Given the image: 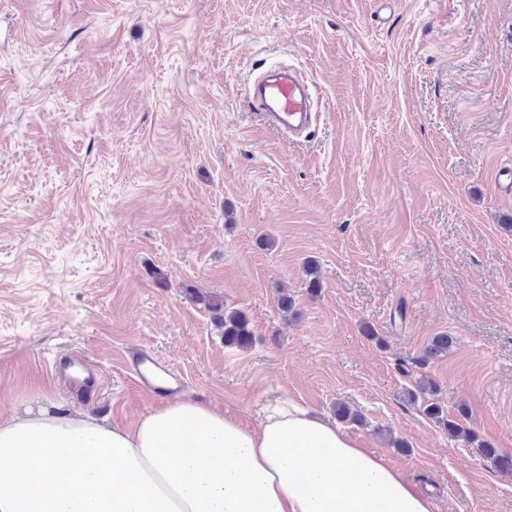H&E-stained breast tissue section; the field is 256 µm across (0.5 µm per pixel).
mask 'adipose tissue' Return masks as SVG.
Returning <instances> with one entry per match:
<instances>
[{
  "instance_id": "adipose-tissue-1",
  "label": "adipose tissue",
  "mask_w": 512,
  "mask_h": 512,
  "mask_svg": "<svg viewBox=\"0 0 512 512\" xmlns=\"http://www.w3.org/2000/svg\"><path fill=\"white\" fill-rule=\"evenodd\" d=\"M258 428L175 400L134 425L38 408L0 422V512H433L385 456L290 399Z\"/></svg>"
}]
</instances>
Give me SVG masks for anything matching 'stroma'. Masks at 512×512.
Listing matches in <instances>:
<instances>
[{"label": "stroma", "mask_w": 512, "mask_h": 512, "mask_svg": "<svg viewBox=\"0 0 512 512\" xmlns=\"http://www.w3.org/2000/svg\"><path fill=\"white\" fill-rule=\"evenodd\" d=\"M280 64L315 86L309 143L249 103ZM508 164L512 0H0V420L133 425L165 403L123 364L144 347L250 427L277 396L346 403L435 512H512V473L410 404L400 370L452 336L425 368L438 402L512 455ZM192 288L245 311L253 347L225 348ZM72 353L100 364L97 398L55 384ZM452 342V337L446 334L435 336L431 344L425 349L421 356L414 360L413 363L417 368L423 369L424 366L429 364L431 359H434L439 354L446 353Z\"/></svg>", "instance_id": "obj_1"}]
</instances>
